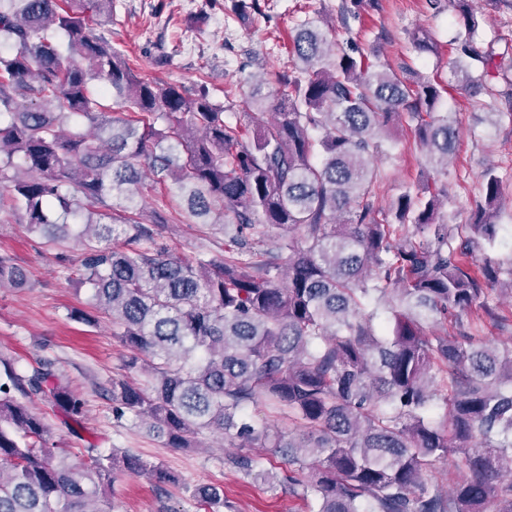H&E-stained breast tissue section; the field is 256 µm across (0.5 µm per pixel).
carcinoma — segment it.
<instances>
[{
  "mask_svg": "<svg viewBox=\"0 0 512 512\" xmlns=\"http://www.w3.org/2000/svg\"><path fill=\"white\" fill-rule=\"evenodd\" d=\"M469 2L458 0L454 67L478 92L492 58L475 46ZM113 7L0 0V215L49 248L80 247L75 280L91 312L72 318L93 326L107 314L134 375L112 382L113 418L168 448L220 434L238 449L236 472L288 487L310 512H512V345L478 344L473 315L501 281L487 252L502 180L485 170L468 224L441 218L446 181L375 204L374 160L394 118L414 123L426 162L448 177L458 130L438 110L442 87L351 40L338 50L305 20L291 68L248 80L252 134L226 120L228 92L223 103L202 86L139 79L89 25ZM377 8L342 0L344 29ZM234 10L262 13L260 0ZM147 177L178 198L183 223L219 227L224 246L178 256L160 239L166 211L132 217ZM6 283L26 279L1 255ZM55 366L0 358V512H105L118 469L176 482L130 453L89 450L72 465L31 407L80 424L85 402ZM259 406L291 429L258 424ZM253 448L288 469H263ZM450 456L463 476L445 490L434 471ZM191 498L232 509L216 484Z\"/></svg>",
  "mask_w": 512,
  "mask_h": 512,
  "instance_id": "carcinoma-1",
  "label": "carcinoma"
}]
</instances>
